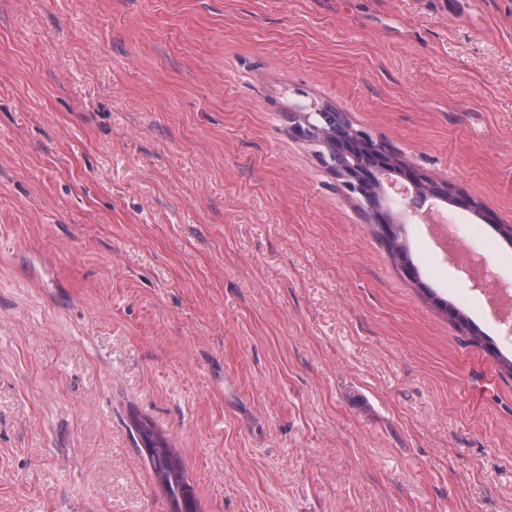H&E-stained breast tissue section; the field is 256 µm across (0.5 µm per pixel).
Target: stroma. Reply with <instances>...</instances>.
I'll return each instance as SVG.
<instances>
[{"label":"stroma","instance_id":"obj_1","mask_svg":"<svg viewBox=\"0 0 512 512\" xmlns=\"http://www.w3.org/2000/svg\"><path fill=\"white\" fill-rule=\"evenodd\" d=\"M325 104L512 286V0H0V512H169L135 416L198 512H512V331ZM314 131L309 129L310 138L318 142L323 148V155H327L335 171L352 168L355 163H361L367 158L373 159L372 155L379 154L381 158L368 167L358 168V182L362 181L368 185L375 183L378 172L390 165V152L381 143L376 141L369 133L361 129H354L346 120L342 112L333 108H322L315 113L313 121ZM351 130V138L348 140L350 147L354 150L370 152L364 156L361 152L346 153L343 150V143Z\"/></svg>","mask_w":512,"mask_h":512}]
</instances>
